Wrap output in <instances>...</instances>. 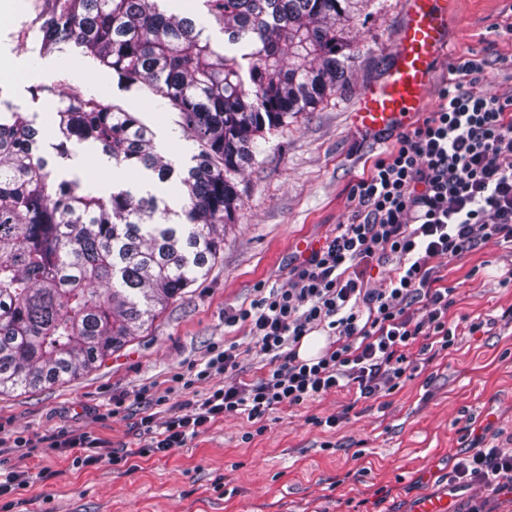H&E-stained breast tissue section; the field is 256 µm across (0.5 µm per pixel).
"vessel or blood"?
<instances>
[{"instance_id":"1","label":"vessel or blood","mask_w":512,"mask_h":512,"mask_svg":"<svg viewBox=\"0 0 512 512\" xmlns=\"http://www.w3.org/2000/svg\"><path fill=\"white\" fill-rule=\"evenodd\" d=\"M407 8L384 79L360 97L355 128L371 133L411 124L429 98L432 77L448 46L454 0H406Z\"/></svg>"}]
</instances>
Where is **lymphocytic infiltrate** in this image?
<instances>
[{
	"instance_id": "obj_1",
	"label": "lymphocytic infiltrate",
	"mask_w": 512,
	"mask_h": 512,
	"mask_svg": "<svg viewBox=\"0 0 512 512\" xmlns=\"http://www.w3.org/2000/svg\"><path fill=\"white\" fill-rule=\"evenodd\" d=\"M484 70V59L472 53L449 62L436 109L399 132L352 186L349 222L289 272L285 285L225 313V325L244 324L259 343L266 357L260 378L225 384V374L239 367L238 347L213 344L165 388L136 390L146 404L144 443L123 453L88 432L0 428V512L31 506L27 493L47 473L15 469L10 460L42 446L81 467L106 459L125 465L183 447L228 416L246 418L248 441L265 431L273 412L325 394L390 395L452 349L454 290L443 283L444 259L492 239L512 244V97L485 91ZM384 264V287H371L370 270ZM315 331L326 333L327 345L316 357L300 358L303 338ZM175 395L181 403H172ZM453 474L458 484L511 494L512 448L476 449Z\"/></svg>"
}]
</instances>
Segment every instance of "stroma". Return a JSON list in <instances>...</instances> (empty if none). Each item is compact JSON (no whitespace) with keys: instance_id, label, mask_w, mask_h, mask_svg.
Wrapping results in <instances>:
<instances>
[{"instance_id":"35a3bbf8","label":"stroma","mask_w":512,"mask_h":512,"mask_svg":"<svg viewBox=\"0 0 512 512\" xmlns=\"http://www.w3.org/2000/svg\"><path fill=\"white\" fill-rule=\"evenodd\" d=\"M50 0H0V99L56 142L57 113L67 92H104L151 127L159 151L177 170L191 164L178 113L162 109L148 90L124 91L111 70L68 47L48 56L26 51L25 38L50 9ZM404 0H368L345 33L357 47L348 82L315 111L258 139L251 166L238 179L239 206L224 227V248L206 275L172 300L147 330L96 368L36 390L0 395V427L50 435L88 432L114 449L137 448L142 404L131 392L164 382L227 340L241 352L229 382L253 380L265 357L244 326H225L227 310L249 305L259 289L286 283L289 271L350 217L348 196L365 163L386 150L395 133L355 129L352 114L363 92L385 75ZM512 0H456L448 31L452 57L474 53L486 61L487 92L512 96L498 76V58L512 53ZM83 178L105 188H144V172L86 151L72 162ZM512 247L488 241L444 260L454 289L449 323L459 337L391 395L352 402L331 393L270 415L266 431L243 442L245 419L233 416L164 457L135 458L133 471L102 462L73 466L41 448L13 458L19 470L46 468L52 476L30 496L43 512H418L427 499L449 512L488 500L492 512H512V496L481 485L457 487L448 476L474 445L512 448ZM478 331H470L471 323ZM119 415L103 418L115 395ZM342 415L331 431L315 418ZM224 487L214 491L215 477Z\"/></svg>"}]
</instances>
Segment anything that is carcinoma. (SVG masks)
I'll use <instances>...</instances> for the list:
<instances>
[{"label":"carcinoma","mask_w":512,"mask_h":512,"mask_svg":"<svg viewBox=\"0 0 512 512\" xmlns=\"http://www.w3.org/2000/svg\"><path fill=\"white\" fill-rule=\"evenodd\" d=\"M40 56L74 43L127 91L179 114L194 165L178 209L157 195L84 189L65 162L94 148L165 183L175 173L151 129L102 93H70L58 142L0 111V393L62 383L131 342L224 246L237 177L256 140L342 86L355 53L344 27L363 0H205L233 54L161 0H51Z\"/></svg>","instance_id":"cac0c4a2"}]
</instances>
